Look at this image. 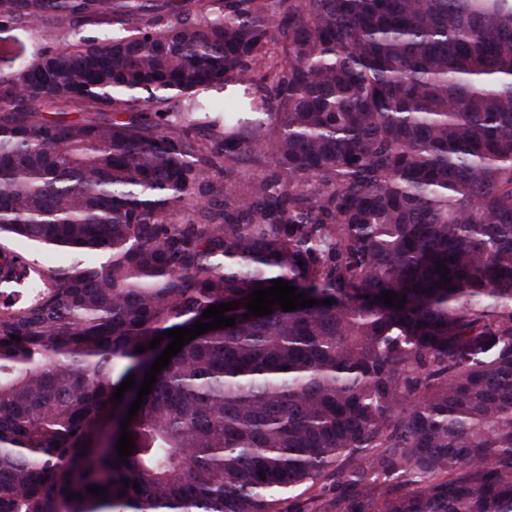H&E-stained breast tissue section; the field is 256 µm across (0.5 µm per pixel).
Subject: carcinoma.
Listing matches in <instances>:
<instances>
[{"mask_svg":"<svg viewBox=\"0 0 512 512\" xmlns=\"http://www.w3.org/2000/svg\"><path fill=\"white\" fill-rule=\"evenodd\" d=\"M197 2L0 0V512H512V0Z\"/></svg>","mask_w":512,"mask_h":512,"instance_id":"obj_1","label":"carcinoma"}]
</instances>
